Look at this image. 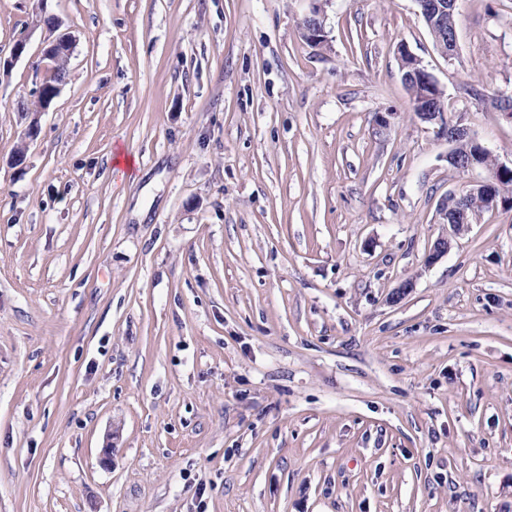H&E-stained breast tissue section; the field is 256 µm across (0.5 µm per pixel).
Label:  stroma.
Here are the masks:
<instances>
[{"instance_id":"stroma-1","label":"stroma","mask_w":512,"mask_h":512,"mask_svg":"<svg viewBox=\"0 0 512 512\" xmlns=\"http://www.w3.org/2000/svg\"><path fill=\"white\" fill-rule=\"evenodd\" d=\"M456 29L448 59L415 0H0V512H512V211L429 261L482 173L397 59L511 165L512 0ZM66 47H56L52 60V66L48 68L47 73L39 85L37 91V103L40 107H45L55 94L57 86L65 78L66 71L63 67V60L68 55Z\"/></svg>"}]
</instances>
